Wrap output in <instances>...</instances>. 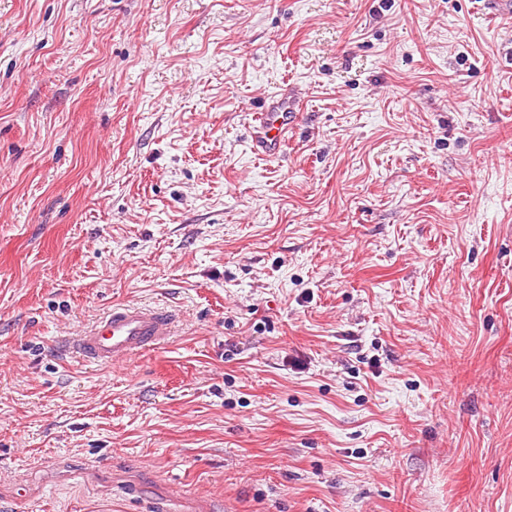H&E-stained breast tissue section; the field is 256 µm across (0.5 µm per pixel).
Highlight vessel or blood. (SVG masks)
<instances>
[{
  "label": "vessel or blood",
  "mask_w": 512,
  "mask_h": 512,
  "mask_svg": "<svg viewBox=\"0 0 512 512\" xmlns=\"http://www.w3.org/2000/svg\"><path fill=\"white\" fill-rule=\"evenodd\" d=\"M295 102L287 94H268L260 112L254 113L257 133L253 145L276 158L288 145L295 122ZM173 319L165 311L139 305H123L86 328L76 339L75 349L84 359L112 365L163 343L172 333Z\"/></svg>",
  "instance_id": "b4317fda"
}]
</instances>
